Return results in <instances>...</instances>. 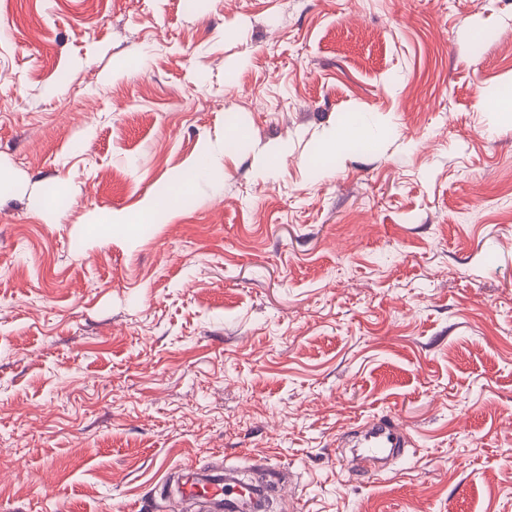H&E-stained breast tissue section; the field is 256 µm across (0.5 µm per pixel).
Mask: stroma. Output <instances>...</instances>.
Returning a JSON list of instances; mask_svg holds the SVG:
<instances>
[{"mask_svg": "<svg viewBox=\"0 0 512 512\" xmlns=\"http://www.w3.org/2000/svg\"><path fill=\"white\" fill-rule=\"evenodd\" d=\"M500 86L512 0H0V512H169L186 464L512 512ZM386 413L414 448L349 474Z\"/></svg>", "mask_w": 512, "mask_h": 512, "instance_id": "obj_1", "label": "stroma"}]
</instances>
